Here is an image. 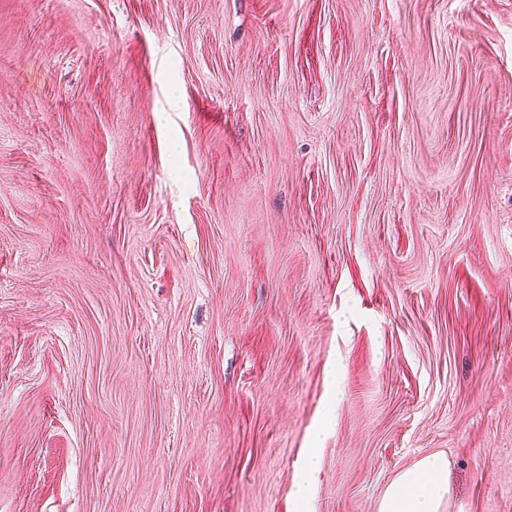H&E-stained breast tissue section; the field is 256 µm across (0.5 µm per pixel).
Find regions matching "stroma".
Segmentation results:
<instances>
[{"label": "stroma", "instance_id": "obj_1", "mask_svg": "<svg viewBox=\"0 0 512 512\" xmlns=\"http://www.w3.org/2000/svg\"><path fill=\"white\" fill-rule=\"evenodd\" d=\"M512 512V0H0V512ZM317 467L315 448H307L299 488L295 495L297 512H308V477ZM449 501L448 458L429 455L396 475L378 512H444Z\"/></svg>", "mask_w": 512, "mask_h": 512}]
</instances>
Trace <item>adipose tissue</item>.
Listing matches in <instances>:
<instances>
[{"instance_id":"adipose-tissue-1","label":"adipose tissue","mask_w":512,"mask_h":512,"mask_svg":"<svg viewBox=\"0 0 512 512\" xmlns=\"http://www.w3.org/2000/svg\"><path fill=\"white\" fill-rule=\"evenodd\" d=\"M448 501V459L435 454L396 475L379 500L378 512H445Z\"/></svg>"}]
</instances>
